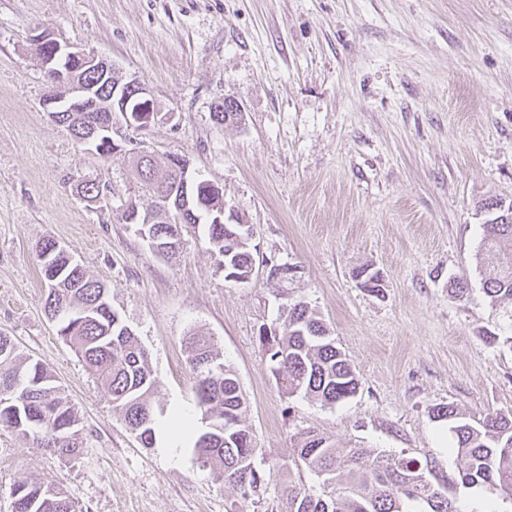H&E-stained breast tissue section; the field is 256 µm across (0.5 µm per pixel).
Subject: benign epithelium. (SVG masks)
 <instances>
[{
    "label": "benign epithelium",
    "instance_id": "7a95c632",
    "mask_svg": "<svg viewBox=\"0 0 512 512\" xmlns=\"http://www.w3.org/2000/svg\"><path fill=\"white\" fill-rule=\"evenodd\" d=\"M32 41L37 47L45 44L51 46V49L41 57L48 83V91L43 99V107L48 117L53 121L56 120L58 104L62 101L68 102L70 112L100 111L98 94L94 92V87L86 85L71 72L63 70L59 66V59L66 56L79 58L83 68L106 75L114 70L112 63L92 51L88 52L67 41H60L45 32L35 35ZM133 98L138 101V106L130 113L128 104ZM110 99L112 100L110 111L123 113L124 126H118L110 119L104 122L99 121L93 125L92 134L85 138L86 145L93 146L92 139L95 135L99 137L108 135L112 144V153L122 152L127 156L135 153L140 157L148 155L145 150L126 149V145L131 142L126 131L133 128L138 131L147 130L157 123V108L147 89L133 78H123L112 86Z\"/></svg>",
    "mask_w": 512,
    "mask_h": 512
}]
</instances>
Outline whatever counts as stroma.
<instances>
[{
    "instance_id": "35a3bbf8",
    "label": "stroma",
    "mask_w": 512,
    "mask_h": 512,
    "mask_svg": "<svg viewBox=\"0 0 512 512\" xmlns=\"http://www.w3.org/2000/svg\"><path fill=\"white\" fill-rule=\"evenodd\" d=\"M42 31L145 84L163 118L134 140L218 184L234 223L255 226L256 258L288 265L287 279L225 280L201 229L169 263L117 220L113 207L150 199L122 155L100 158L44 112ZM227 98L242 118L220 125L211 112ZM88 176L110 185L109 204L78 196ZM486 198L512 202V0H0V334L51 370L83 438L66 461L0 430V512L21 481L59 486L78 512H229L240 497L193 440L143 447L113 410L45 312L46 238L106 284L148 351L157 418L202 423L190 333L234 368L266 474L248 512H286L292 485L321 494L293 461L308 431L427 463L460 512L500 507L457 484L462 462L432 417L445 404L512 414V320L475 258ZM363 266L381 292L360 287ZM461 277L471 292L458 301L448 286ZM295 301L356 371V394L335 406L288 394L270 371L260 331Z\"/></svg>"
}]
</instances>
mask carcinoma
<instances>
[{
    "instance_id": "1",
    "label": "carcinoma",
    "mask_w": 512,
    "mask_h": 512,
    "mask_svg": "<svg viewBox=\"0 0 512 512\" xmlns=\"http://www.w3.org/2000/svg\"><path fill=\"white\" fill-rule=\"evenodd\" d=\"M104 112L61 113L75 137L88 134L91 122ZM139 188L153 197L143 210L152 223L136 225L149 248L170 261L180 258L184 233L205 226L216 261L234 267L245 280L252 272L254 246L240 245L232 236L237 224H216L224 195L201 180L195 187L190 212L178 224L165 213L177 214L184 185L180 174L158 162H139ZM78 191L88 204L110 191L108 185L83 179ZM493 224L483 225L476 259L494 268L483 283L490 303L512 302V210L492 212ZM41 273L48 286L45 311L58 324V335L107 387L112 405L144 447L155 440L153 394L157 385L148 354L134 331L112 308L108 290L69 254L47 238L37 246ZM272 372L290 393H302L333 406L354 396L358 379L335 339L304 302L288 305L280 331L260 335ZM187 361L196 373L197 405L205 429L194 441L198 458L218 466L217 479L237 487L243 501L264 483L256 463L255 437L246 422L247 402L236 372L220 361L210 340L187 338ZM433 418L448 423L452 450L463 465L459 482L468 488L486 487L512 503V415L467 416L451 405L436 407ZM0 429L31 440L61 458L79 455V419L75 408L45 364L21 355L7 336H0ZM294 461L323 478L319 495L293 487L288 512H460L429 478L430 469L403 454L372 453L364 448H338L325 437L302 434ZM14 512H76L74 502L53 484L19 482L11 490Z\"/></svg>"
}]
</instances>
